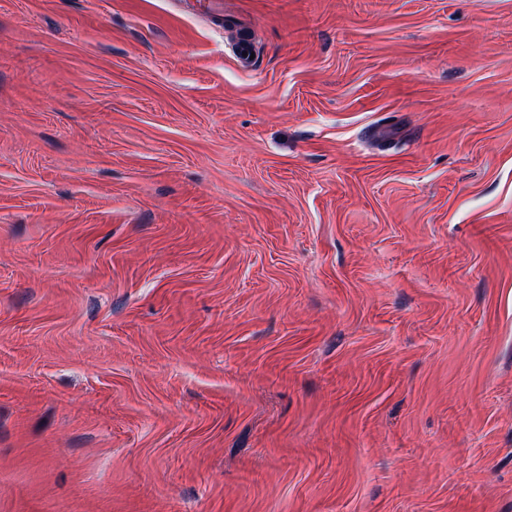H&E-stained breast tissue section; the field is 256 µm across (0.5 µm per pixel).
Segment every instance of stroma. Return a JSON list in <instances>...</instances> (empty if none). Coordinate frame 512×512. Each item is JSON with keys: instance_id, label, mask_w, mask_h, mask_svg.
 Segmentation results:
<instances>
[{"instance_id": "stroma-1", "label": "stroma", "mask_w": 512, "mask_h": 512, "mask_svg": "<svg viewBox=\"0 0 512 512\" xmlns=\"http://www.w3.org/2000/svg\"><path fill=\"white\" fill-rule=\"evenodd\" d=\"M0 0V512H512V0Z\"/></svg>"}]
</instances>
